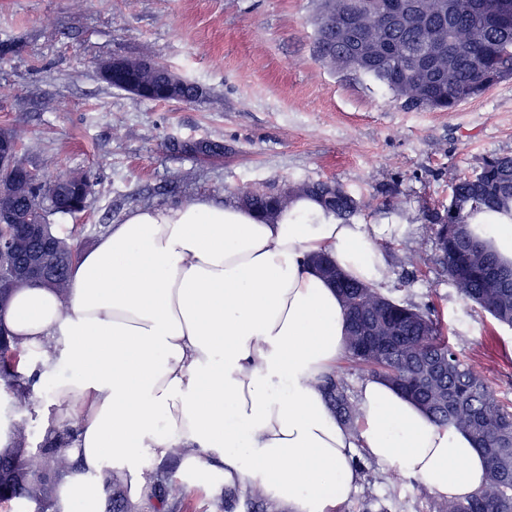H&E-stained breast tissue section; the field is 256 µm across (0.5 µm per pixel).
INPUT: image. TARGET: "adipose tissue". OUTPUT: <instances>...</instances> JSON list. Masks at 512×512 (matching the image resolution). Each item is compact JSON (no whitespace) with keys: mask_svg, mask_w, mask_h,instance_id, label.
<instances>
[{"mask_svg":"<svg viewBox=\"0 0 512 512\" xmlns=\"http://www.w3.org/2000/svg\"><path fill=\"white\" fill-rule=\"evenodd\" d=\"M386 224H342L304 198L274 221L202 197L134 208L71 268L65 293L13 292L0 319L22 347L70 373L43 415L75 427L79 473L62 512H98L115 477L131 503L153 492L142 459L185 449L186 489L259 485L289 512H333L357 490L354 449L462 499L483 483L472 438L433 424L386 381L359 387L357 428L327 404L320 379L347 344L344 305L311 266L328 253L379 286Z\"/></svg>","mask_w":512,"mask_h":512,"instance_id":"1","label":"adipose tissue"}]
</instances>
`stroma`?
Instances as JSON below:
<instances>
[{
	"label": "stroma",
	"instance_id": "35a3bbf8",
	"mask_svg": "<svg viewBox=\"0 0 512 512\" xmlns=\"http://www.w3.org/2000/svg\"><path fill=\"white\" fill-rule=\"evenodd\" d=\"M315 9L314 0H0V127L18 133L42 179L88 177V209L52 218L86 247L136 207L341 183L364 204L360 223L399 228L376 242L388 270L381 291L432 302L449 342L484 366L512 409V329L460 296L431 230L456 179L488 156L512 155V79L453 112L406 108L385 86L315 60ZM115 57L167 66L203 95L175 104L115 89L100 76ZM192 140L224 152L179 150ZM21 371L35 380L30 402L12 408L0 386V412L37 443L41 409L67 370H44L29 350ZM372 472L336 512H362L370 497L389 512H446L447 499L418 480Z\"/></svg>",
	"mask_w": 512,
	"mask_h": 512
}]
</instances>
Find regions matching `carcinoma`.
<instances>
[{"instance_id":"obj_1","label":"carcinoma","mask_w":512,"mask_h":512,"mask_svg":"<svg viewBox=\"0 0 512 512\" xmlns=\"http://www.w3.org/2000/svg\"><path fill=\"white\" fill-rule=\"evenodd\" d=\"M421 18L400 27L386 25L373 0H319L315 18L316 59L332 68L349 70L386 86L416 110L453 112L500 81L512 77V0H419ZM433 57L430 70L415 59ZM128 74L150 91L145 99L192 103L202 89L179 80L162 65L125 60ZM10 139L15 170L27 163L12 129H0ZM186 153L215 156L219 143L199 140L183 145ZM9 197L0 205L18 214L31 213L44 224L42 240L22 236L11 224H0V242L12 246L20 261L38 259L47 269L44 285L63 293L80 249L63 235L49 217L83 213L92 185L83 176L66 182L56 179L36 192L31 183L10 173ZM309 197L342 224L361 212V203L335 181L302 182L278 192L251 190L235 203L258 217L273 221L290 210L297 199ZM439 262L461 296L488 313L497 323L512 327V261L503 259L479 236L480 224H512V155L484 159L473 176L452 187L444 214L434 217ZM313 268L336 286L348 320L346 362L380 377L419 405L440 427L466 431L484 454L488 469L484 483L462 500L448 502V512H512V412L499 404L483 369L463 360L448 342L441 321L429 305L399 301L368 284L344 278L336 283L329 271L331 259L318 255ZM26 282H0V313L12 293ZM22 347L8 333L0 334V385L23 404L30 382L17 370ZM337 419L353 428L358 409L344 376L334 371L319 383ZM71 427L49 430L43 444L30 446L24 426L14 423L7 443L0 447V503L19 502L31 512H50L57 481L74 469L67 449ZM153 492L169 512H179L183 497L167 469L151 475ZM257 512H285L257 486L224 489L223 509L231 512L239 494ZM106 512H135L120 482L112 481Z\"/></svg>"}]
</instances>
